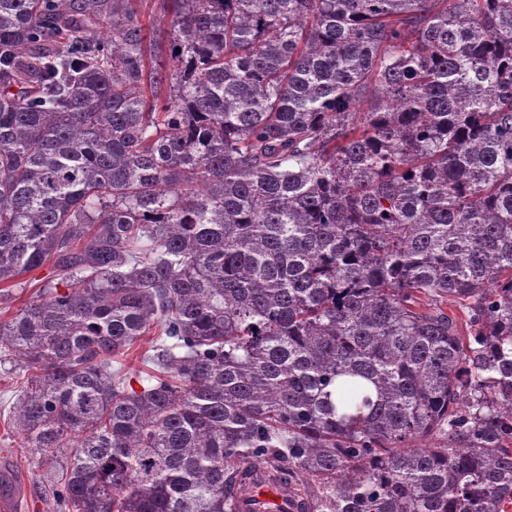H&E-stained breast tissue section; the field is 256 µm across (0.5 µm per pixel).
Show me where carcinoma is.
Here are the masks:
<instances>
[{
    "label": "carcinoma",
    "mask_w": 512,
    "mask_h": 512,
    "mask_svg": "<svg viewBox=\"0 0 512 512\" xmlns=\"http://www.w3.org/2000/svg\"><path fill=\"white\" fill-rule=\"evenodd\" d=\"M138 2L0 0V301L55 270L0 353L58 512H240L258 468L508 512L512 0ZM53 270L54 269L51 264H45L40 268L20 276L17 282H20L21 284L14 288L12 291V296L15 299L12 301L10 311L5 314L3 312L0 314V317L2 315V317L6 318L12 311H15L18 307L22 306L23 303L28 301L33 296V293L38 289L36 288V284L39 283L42 279L50 276ZM157 339V336H145L144 340H142L138 345L133 347L129 352L128 355L120 359L121 365L113 364V368L116 369L117 367L121 368V374L124 373H138L143 372L142 375L145 374V372H148V368L145 366L143 362L144 355L149 352L153 353L151 351L152 346L154 345V340Z\"/></svg>",
    "instance_id": "obj_1"
}]
</instances>
